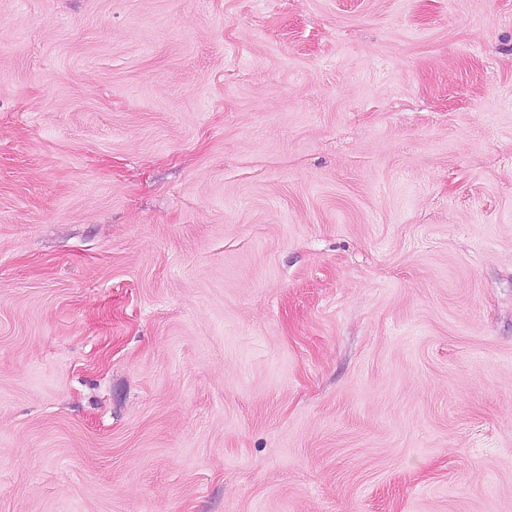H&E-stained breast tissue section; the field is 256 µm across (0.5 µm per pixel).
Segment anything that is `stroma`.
<instances>
[{
	"label": "stroma",
	"instance_id": "35a3bbf8",
	"mask_svg": "<svg viewBox=\"0 0 512 512\" xmlns=\"http://www.w3.org/2000/svg\"><path fill=\"white\" fill-rule=\"evenodd\" d=\"M0 512H512V0H0Z\"/></svg>",
	"mask_w": 512,
	"mask_h": 512
}]
</instances>
